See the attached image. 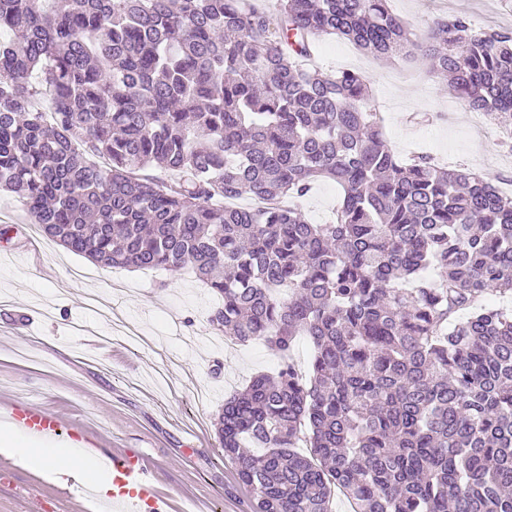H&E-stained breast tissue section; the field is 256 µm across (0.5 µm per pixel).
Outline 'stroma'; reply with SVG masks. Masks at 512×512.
<instances>
[{"mask_svg": "<svg viewBox=\"0 0 512 512\" xmlns=\"http://www.w3.org/2000/svg\"><path fill=\"white\" fill-rule=\"evenodd\" d=\"M408 28L467 16L512 30V0H389ZM368 77L385 136L407 160L427 155L482 172L512 195V125L452 98L419 62L382 64L354 43L322 38L312 61ZM341 189L315 183L298 205L314 224L334 221ZM0 393L86 424L122 448L142 449L157 481L187 512H248L249 492L218 447L224 400L281 360L261 342L225 349L209 317L218 298L191 270L107 268L34 231L20 202L0 194ZM83 277L71 279L69 268ZM222 369H215V362ZM0 512H91L77 488L61 489L14 466L0 480Z\"/></svg>", "mask_w": 512, "mask_h": 512, "instance_id": "stroma-1", "label": "stroma"}]
</instances>
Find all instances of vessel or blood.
Returning <instances> with one entry per match:
<instances>
[{
  "instance_id": "b4317fda",
  "label": "vessel or blood",
  "mask_w": 512,
  "mask_h": 512,
  "mask_svg": "<svg viewBox=\"0 0 512 512\" xmlns=\"http://www.w3.org/2000/svg\"><path fill=\"white\" fill-rule=\"evenodd\" d=\"M6 422L27 438L54 441L64 431V420L45 408L30 402H12L0 407ZM72 454L76 457L107 455L112 466V507L123 512L129 499H137L141 512H171L170 500L156 488L152 470L145 455L139 451L116 448L104 452L101 439L93 432H68Z\"/></svg>"
}]
</instances>
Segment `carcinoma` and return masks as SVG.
Returning a JSON list of instances; mask_svg holds the SVG:
<instances>
[{
    "label": "carcinoma",
    "mask_w": 512,
    "mask_h": 512,
    "mask_svg": "<svg viewBox=\"0 0 512 512\" xmlns=\"http://www.w3.org/2000/svg\"><path fill=\"white\" fill-rule=\"evenodd\" d=\"M2 33L0 190L104 267L191 269L215 330L281 354L217 420L250 512H332L336 489L353 512H512V309L487 300L512 298V198L398 161L366 76L297 63L333 34L413 55L511 124V30L418 36L388 0H0ZM324 179L335 223L280 205Z\"/></svg>",
    "instance_id": "obj_1"
}]
</instances>
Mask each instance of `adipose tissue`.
<instances>
[{
    "label": "adipose tissue",
    "mask_w": 512,
    "mask_h": 512,
    "mask_svg": "<svg viewBox=\"0 0 512 512\" xmlns=\"http://www.w3.org/2000/svg\"><path fill=\"white\" fill-rule=\"evenodd\" d=\"M0 454L13 457L23 467L42 474L49 481H59L65 468H73L83 478L93 479L100 496L112 491V475L97 457L74 459L69 448L47 446L33 439L20 440L11 429L0 430Z\"/></svg>",
    "instance_id": "obj_1"
}]
</instances>
